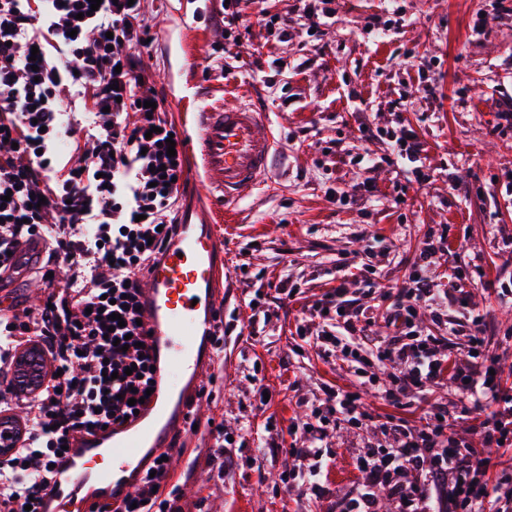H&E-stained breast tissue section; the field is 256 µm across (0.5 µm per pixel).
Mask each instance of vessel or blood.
Wrapping results in <instances>:
<instances>
[{"label": "vessel or blood", "instance_id": "obj_1", "mask_svg": "<svg viewBox=\"0 0 512 512\" xmlns=\"http://www.w3.org/2000/svg\"><path fill=\"white\" fill-rule=\"evenodd\" d=\"M206 174L225 203L248 196L270 172L277 145L264 112L248 104L205 108L197 123ZM224 242L213 225L185 222L151 262L141 305L157 369L150 406L128 424L85 436L66 456L43 500L45 512H85L88 503L132 491L148 460L169 450L187 403L216 361L210 334L219 312Z\"/></svg>", "mask_w": 512, "mask_h": 512}]
</instances>
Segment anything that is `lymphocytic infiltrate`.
<instances>
[{
    "label": "lymphocytic infiltrate",
    "mask_w": 512,
    "mask_h": 512,
    "mask_svg": "<svg viewBox=\"0 0 512 512\" xmlns=\"http://www.w3.org/2000/svg\"><path fill=\"white\" fill-rule=\"evenodd\" d=\"M144 0H0V282L20 276L15 251L41 242L40 264L30 276L49 291L33 308L0 314V419L27 412L18 444L0 453V512H41L42 496L62 466V446L103 426L133 416L129 399L155 389L148 333L139 325L141 279L152 259L177 234L174 218L185 178L183 143L168 157L175 127L166 100L144 92L145 76L135 47L150 34ZM81 99L88 125L61 108L59 91ZM77 156L62 166L53 148L60 138ZM44 196L40 207L32 197ZM446 247L433 236L421 243L413 270L397 289L383 319L389 336L373 332L372 306L351 298L338 284L308 307L321 326L316 347L352 364L371 358L375 367L398 363L382 399L425 398L446 387L454 400L427 412L411 429L387 416L390 447L371 448L357 460L368 475L343 512H375L378 493L392 497L395 512H512V491L498 493L484 479L488 459L476 458L453 433L462 416L475 415L488 448L512 446V392L490 378L497 356L487 323L469 307L460 278L437 284V263ZM435 321L467 324L466 366H458L445 336L418 330V310ZM125 324L113 327L112 314ZM130 338L129 348L117 341ZM37 351L44 370L36 386L20 383L12 366L19 348ZM372 413L360 397L327 388L325 401L305 425L309 460L293 479L315 488L321 473L318 442L328 426L363 427ZM134 491L95 512H185L170 463L150 462ZM415 481H406L407 473Z\"/></svg>",
    "instance_id": "lymphocytic-infiltrate-1"
}]
</instances>
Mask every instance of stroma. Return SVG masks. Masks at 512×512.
Wrapping results in <instances>:
<instances>
[{
  "mask_svg": "<svg viewBox=\"0 0 512 512\" xmlns=\"http://www.w3.org/2000/svg\"><path fill=\"white\" fill-rule=\"evenodd\" d=\"M298 6L242 0L251 27L226 71L215 60L222 36L213 0L144 4L153 43L140 58L180 136L192 134L194 113L231 94L264 107L278 144L270 176L228 222L221 192L204 184L201 147L185 152L178 213L215 214L224 239V319L239 327L224 339L205 424L183 432L187 452L173 463L188 512H341L365 482L358 457L389 442L376 422L328 431L316 490L281 482L299 464L291 445L306 443L289 437L288 426L323 403L325 387L359 386L346 363L323 356L296 332L304 307L332 292L347 261L364 266L348 281L351 296L382 306L411 271L425 236L446 233L455 246L448 264L465 282L473 310L490 322L501 384L512 388V298L505 295L512 288V195L500 190L512 172V128L500 118L502 102L512 99V14L482 30L479 15L494 12L495 0H334L335 24L311 36ZM396 8L405 23L387 28ZM266 13L277 16V27L265 25ZM352 89L358 98L351 104ZM365 122L379 129L378 138L361 140ZM405 125L429 144L427 180L389 162L392 135ZM363 153L375 167L358 164ZM362 182L374 184L371 197L333 201L335 192ZM399 193L404 203H396ZM365 232L381 237L382 247L367 251ZM243 249L248 279L234 270ZM283 281L295 297L271 308L262 335H248L245 298ZM261 383L276 393L264 412L254 402ZM211 419L229 433L250 426L271 451L256 457L251 441L233 448L235 467L217 477L209 461Z\"/></svg>",
  "mask_w": 512,
  "mask_h": 512,
  "instance_id": "1",
  "label": "stroma"
}]
</instances>
